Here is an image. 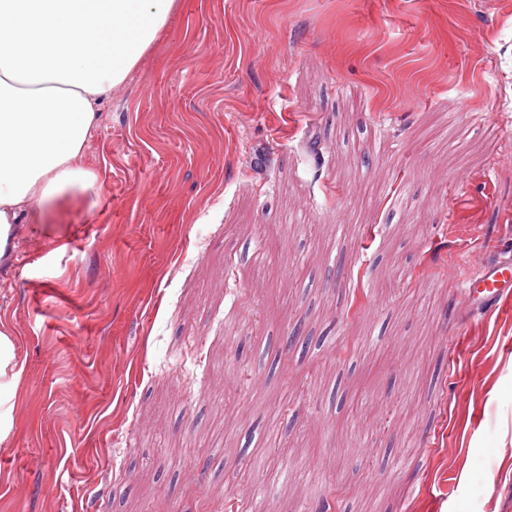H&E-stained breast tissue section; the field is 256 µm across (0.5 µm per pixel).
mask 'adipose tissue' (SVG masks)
I'll return each mask as SVG.
<instances>
[{"label":"adipose tissue","mask_w":512,"mask_h":512,"mask_svg":"<svg viewBox=\"0 0 512 512\" xmlns=\"http://www.w3.org/2000/svg\"><path fill=\"white\" fill-rule=\"evenodd\" d=\"M177 0H0V262L12 227L89 200L84 150L102 104L169 25Z\"/></svg>","instance_id":"1"}]
</instances>
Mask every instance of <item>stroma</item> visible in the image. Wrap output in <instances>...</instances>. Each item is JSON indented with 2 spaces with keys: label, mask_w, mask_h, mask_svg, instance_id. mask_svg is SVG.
Masks as SVG:
<instances>
[{
  "label": "stroma",
  "mask_w": 512,
  "mask_h": 512,
  "mask_svg": "<svg viewBox=\"0 0 512 512\" xmlns=\"http://www.w3.org/2000/svg\"><path fill=\"white\" fill-rule=\"evenodd\" d=\"M85 164L0 265V512H512V0H178ZM466 292L475 308L496 303L512 288V259L499 260L483 268L480 276L467 280ZM9 334L3 328H0V435L2 436L4 432L9 430L11 426V420L8 415V411L3 410L2 406L10 399L6 398L3 395L2 388L3 383L1 380L7 376L8 369L10 372V383L16 380L21 372L22 368L16 369V364L13 363L14 353H13V345L9 338Z\"/></svg>",
  "instance_id": "35a3bbf8"
}]
</instances>
